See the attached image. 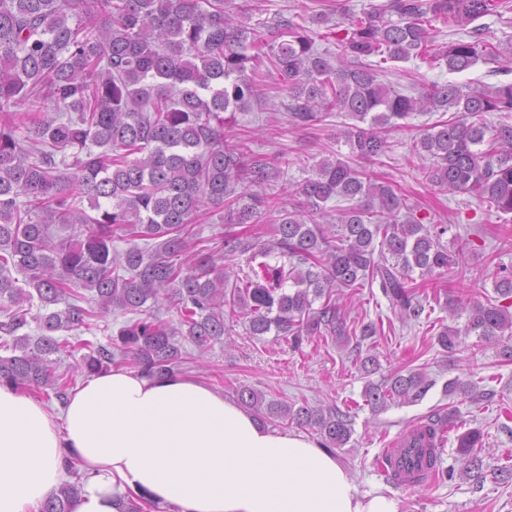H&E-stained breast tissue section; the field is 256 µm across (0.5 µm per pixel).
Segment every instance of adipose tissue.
<instances>
[{
  "instance_id": "1",
  "label": "adipose tissue",
  "mask_w": 512,
  "mask_h": 512,
  "mask_svg": "<svg viewBox=\"0 0 512 512\" xmlns=\"http://www.w3.org/2000/svg\"><path fill=\"white\" fill-rule=\"evenodd\" d=\"M67 456L89 473L71 512H120L141 494L167 512H398L313 438L272 430L183 373L113 366L72 392L59 418L0 386V512H38Z\"/></svg>"
}]
</instances>
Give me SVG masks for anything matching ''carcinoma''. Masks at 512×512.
Returning a JSON list of instances; mask_svg holds the SVG:
<instances>
[{"mask_svg":"<svg viewBox=\"0 0 512 512\" xmlns=\"http://www.w3.org/2000/svg\"><path fill=\"white\" fill-rule=\"evenodd\" d=\"M233 0H0V385L64 401L72 379L56 373L54 356L85 351L80 368L108 370L115 358L163 377L181 371L182 341L208 350L224 343L225 320L245 319L251 336L274 333L298 349L318 336L355 351L365 374L378 360L369 322L348 326L336 292L378 286L406 322L425 306L412 273L422 278L467 271L474 241L460 234L451 251L446 224L417 216L401 188L379 180L387 132L416 112H454L414 139L411 153L428 161V182L512 214V81L470 88L430 84L408 94L383 82L387 62L418 59L462 73L478 62L512 72V54L471 23L495 15L512 24V0H386L341 21L323 38L287 19L275 30L247 26ZM471 26L469 40L436 43L432 22ZM376 60L371 61L369 57ZM269 63L288 89L296 127L315 126L332 112L355 120L344 137L352 158L320 159L286 206L263 191L275 158L224 136V113L247 112L258 97L257 67ZM17 102L24 112H12ZM498 115L489 125L484 116ZM346 202L330 217L327 203ZM224 210V223L271 224L273 245L244 230L209 244L194 231L200 213ZM122 237L127 248L112 241ZM246 256L248 272L229 282L224 262ZM22 278L13 276V273ZM495 292L512 300V271ZM319 306H314V303ZM176 310L177 321L163 317ZM36 309L30 314V309ZM102 312L131 315L115 349L81 339ZM32 319H27V315ZM37 335L25 332L29 321ZM72 336H66V333ZM474 334L512 361V312L492 301L473 306L462 330L443 328L437 343L453 358L460 336ZM432 382L420 371L369 382L364 401L374 411L416 403ZM448 392L469 401L477 391L455 379ZM238 402L258 419L310 429L329 451L353 434L350 412L338 405L269 400L250 386ZM457 426L454 411H437L415 425L405 448L420 449V480L440 474V448ZM482 435H457L461 473L480 484L512 471L493 468L475 449ZM80 484L63 482L39 512H69Z\"/></svg>","mask_w":512,"mask_h":512,"instance_id":"obj_1","label":"carcinoma"}]
</instances>
